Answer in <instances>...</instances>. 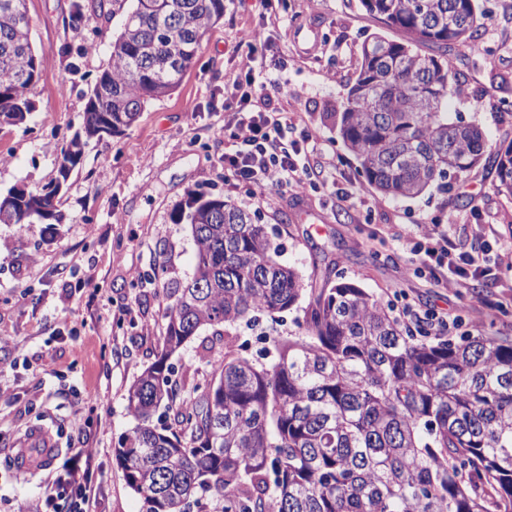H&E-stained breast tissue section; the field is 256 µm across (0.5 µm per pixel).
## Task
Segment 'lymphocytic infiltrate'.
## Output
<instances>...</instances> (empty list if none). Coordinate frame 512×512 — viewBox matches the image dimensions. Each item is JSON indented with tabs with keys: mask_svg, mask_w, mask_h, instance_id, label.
<instances>
[{
	"mask_svg": "<svg viewBox=\"0 0 512 512\" xmlns=\"http://www.w3.org/2000/svg\"><path fill=\"white\" fill-rule=\"evenodd\" d=\"M263 60V55L249 54L245 63L249 90L231 105L224 125L225 177L248 185L255 201L272 189L297 194L317 186L338 196L342 202L353 203L355 192L342 187L341 169L333 162L322 160L312 134L304 131L298 137H290L287 114L272 105L273 97L282 88L269 77ZM461 221V215L452 210L447 223H420L397 236L414 270H427L438 284L454 290L493 272L486 256L459 251L449 236V225ZM427 238L433 239L434 244L426 248L422 242ZM91 455V449H76L70 466L52 484L44 506L66 499L71 512H92L94 491L80 473L81 460Z\"/></svg>",
	"mask_w": 512,
	"mask_h": 512,
	"instance_id": "obj_1",
	"label": "lymphocytic infiltrate"
}]
</instances>
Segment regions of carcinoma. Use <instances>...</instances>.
Masks as SVG:
<instances>
[{
    "label": "carcinoma",
    "mask_w": 512,
    "mask_h": 512,
    "mask_svg": "<svg viewBox=\"0 0 512 512\" xmlns=\"http://www.w3.org/2000/svg\"><path fill=\"white\" fill-rule=\"evenodd\" d=\"M108 66L87 93L83 125L61 151L67 179L101 131L122 134L171 94L224 0H132ZM403 39L374 35L337 118L368 185L414 198L469 171L488 147L474 123L448 118L461 89L448 45L479 48L476 0H360ZM75 0L69 25L88 8ZM443 49L425 55L420 46ZM43 56L26 0H0V122L23 124L36 105ZM498 189L512 197V141L495 148ZM54 182L8 194L0 224H59ZM190 226V280L166 288L160 351L130 385L134 425L114 458L139 512H512V341L428 340L351 280L322 287L280 260L276 231L219 196L174 213ZM295 314L296 332L270 338L271 361L239 344L238 328ZM204 328L224 337L206 385L180 398L172 358Z\"/></svg>",
    "instance_id": "obj_1"
}]
</instances>
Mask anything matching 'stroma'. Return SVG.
I'll return each mask as SVG.
<instances>
[{"label": "stroma", "mask_w": 512, "mask_h": 512, "mask_svg": "<svg viewBox=\"0 0 512 512\" xmlns=\"http://www.w3.org/2000/svg\"><path fill=\"white\" fill-rule=\"evenodd\" d=\"M74 0H28L31 39L44 57L27 122L0 125V194L42 186L56 174L62 148L79 128L86 94L109 62L110 44L127 11L87 12L82 29L69 27ZM481 44L496 59L484 63L467 46L448 48L462 95L448 102L449 118L479 125L489 145L512 141V0H482ZM316 27V54H305V34ZM266 28L270 75L284 91L275 100L296 131H308L353 185L361 205L337 208L334 198L267 193L247 204L248 189L224 178V81L238 75L245 35ZM400 40L360 0H224V17L202 41L193 67L169 96L151 101L123 135L93 141L64 191V223L0 224V512H33L73 448L95 454L85 472L96 491V512H139L113 450L133 420L127 391L151 364L165 332L167 301L155 267L191 277L195 244L190 227L173 221L191 195L205 193L248 207L260 223L276 226L282 259L305 277L325 261L332 277L357 282L394 308L410 303L461 317L459 333L512 337V265L452 291L416 276L394 236L415 222L447 218L449 210H477L475 222L454 228L469 246L476 230L512 248V198L497 190L488 161L415 198H385L366 182L336 131L367 36ZM100 40L97 53L84 45ZM210 331L175 357L178 381L206 384ZM34 426L49 430L56 463L26 474L13 465L15 444Z\"/></svg>", "instance_id": "obj_1"}]
</instances>
